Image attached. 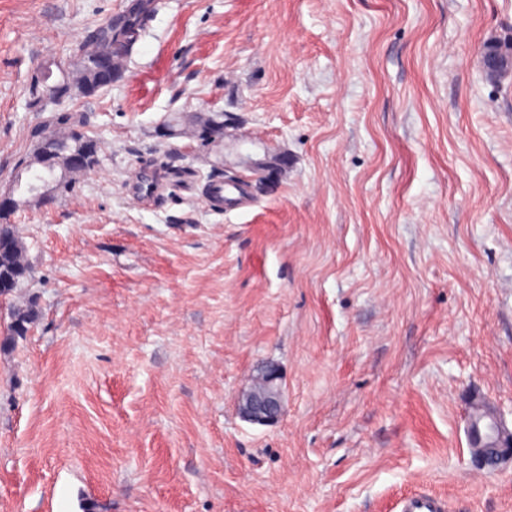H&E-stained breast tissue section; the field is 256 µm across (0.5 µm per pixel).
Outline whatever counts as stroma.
Returning a JSON list of instances; mask_svg holds the SVG:
<instances>
[{
  "instance_id": "35a3bbf8",
  "label": "stroma",
  "mask_w": 512,
  "mask_h": 512,
  "mask_svg": "<svg viewBox=\"0 0 512 512\" xmlns=\"http://www.w3.org/2000/svg\"><path fill=\"white\" fill-rule=\"evenodd\" d=\"M126 2L0 0V191L46 118L32 79ZM508 34L512 0H156L122 80L67 106L99 168L10 217L0 512H512V463L466 433L476 396L512 428V76L478 55ZM222 110L227 175L288 164L218 212L207 152L154 131ZM268 361L284 416L258 426ZM241 163L247 169L260 173L262 179L266 182H271L276 179L281 167L288 164V159L282 157L274 162H266L249 158L243 160ZM161 180L160 172L141 170L136 172L130 183L132 195L141 200L152 197ZM15 211L0 212V220H5V224H0V293L2 290L18 288L27 279L29 266L25 260L24 244L15 230V225L7 224L6 221ZM6 233L8 237H5ZM278 368L273 364L262 367L250 388L238 401V412L246 421L257 425L277 423L283 416L282 390ZM401 512H446L447 501L433 493L414 492L403 497L400 502Z\"/></svg>"
}]
</instances>
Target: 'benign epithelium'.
Returning a JSON list of instances; mask_svg holds the SVG:
<instances>
[{
	"instance_id": "1",
	"label": "benign epithelium",
	"mask_w": 512,
	"mask_h": 512,
	"mask_svg": "<svg viewBox=\"0 0 512 512\" xmlns=\"http://www.w3.org/2000/svg\"><path fill=\"white\" fill-rule=\"evenodd\" d=\"M480 54L488 80L495 81L512 71L511 41L491 40L483 45ZM63 164L77 172L92 168L87 156L80 152L69 154ZM286 164V157L274 162L251 158L242 161V165L260 173L267 182L275 180L281 167ZM279 380V371L275 365L262 367L250 388L242 393L238 401L240 416L252 424L262 426L278 422L283 416ZM467 438L472 458L481 467H495L512 460V432L506 428L497 412L489 407L482 408V416L468 420Z\"/></svg>"
}]
</instances>
